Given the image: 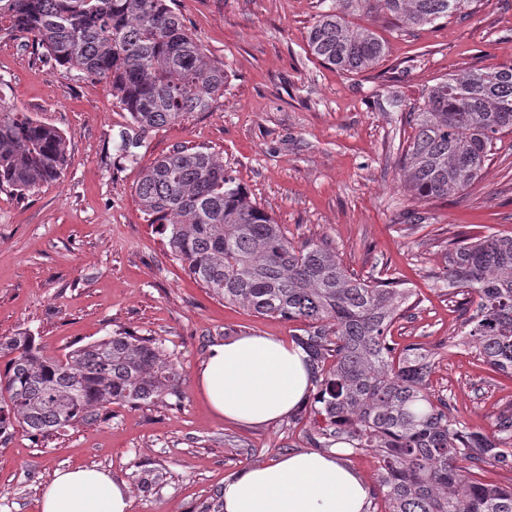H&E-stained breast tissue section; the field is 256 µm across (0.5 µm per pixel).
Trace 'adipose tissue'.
I'll list each match as a JSON object with an SVG mask.
<instances>
[{"label":"adipose tissue","instance_id":"adipose-tissue-1","mask_svg":"<svg viewBox=\"0 0 512 512\" xmlns=\"http://www.w3.org/2000/svg\"><path fill=\"white\" fill-rule=\"evenodd\" d=\"M217 417L271 425L307 402L306 355L295 343L251 333L212 344L196 377ZM343 447L298 450L255 463L224 480L223 512H368L370 483L343 459ZM124 482L95 467L60 470L39 512H130Z\"/></svg>","mask_w":512,"mask_h":512}]
</instances>
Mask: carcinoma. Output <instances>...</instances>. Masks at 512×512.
<instances>
[{
    "instance_id": "cac0c4a2",
    "label": "carcinoma",
    "mask_w": 512,
    "mask_h": 512,
    "mask_svg": "<svg viewBox=\"0 0 512 512\" xmlns=\"http://www.w3.org/2000/svg\"><path fill=\"white\" fill-rule=\"evenodd\" d=\"M477 0H333L308 35L310 52L350 73L384 56L357 13L382 14L395 27L469 15ZM23 35L54 68L105 78L135 127L120 149L134 155L144 134L206 112L224 97V67L206 60L167 0H0V37ZM415 135L401 182L419 198L445 199L469 186L500 134L512 132V63L450 75L408 113ZM62 134L23 112L0 110V188L18 193L56 181L67 167ZM137 195L150 223L189 275L224 302L303 324L295 343L315 388L316 448L345 444L372 455L385 512H512V486L462 478V466L512 472V416L489 434L471 430L433 399L431 355L402 347L390 328L411 292L387 269L366 280L345 269L327 244H294L250 198L224 159L176 148L142 176ZM448 287L476 304L466 344L512 376V237L467 236L448 248ZM0 439L16 427L48 438L100 417L106 404L138 406L180 398L181 374L161 362L151 337L115 333L63 359L31 336H0Z\"/></svg>"
}]
</instances>
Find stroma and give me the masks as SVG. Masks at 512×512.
Instances as JSON below:
<instances>
[{"label": "stroma", "instance_id": "35a3bbf8", "mask_svg": "<svg viewBox=\"0 0 512 512\" xmlns=\"http://www.w3.org/2000/svg\"><path fill=\"white\" fill-rule=\"evenodd\" d=\"M331 4L172 0L207 60L223 65L224 97L149 132L131 159L117 151L130 118L110 81L52 69L26 39L0 38V103L58 129L68 155L57 181L0 190V336L29 333L58 358L118 331L151 336L182 379L178 400L111 404L102 420L46 439L15 432L0 444V512H38L56 471L92 466L128 485L131 512H217L226 477L311 446L305 409L248 426L216 417L196 390L210 345L254 332L288 339L299 325L213 296L149 224L137 185L180 146L223 157L289 239L332 243L356 277L386 266L412 288L391 333L432 354L430 388L452 416L487 430L512 413V378L455 344L473 308L442 278L449 240L512 236V133L466 189L420 199L399 181L414 131L384 106L391 96L417 105L439 77L512 62V0H478L471 16L404 32L355 17L385 44L359 74L309 51V30ZM409 210L421 223L404 222Z\"/></svg>", "mask_w": 512, "mask_h": 512}]
</instances>
